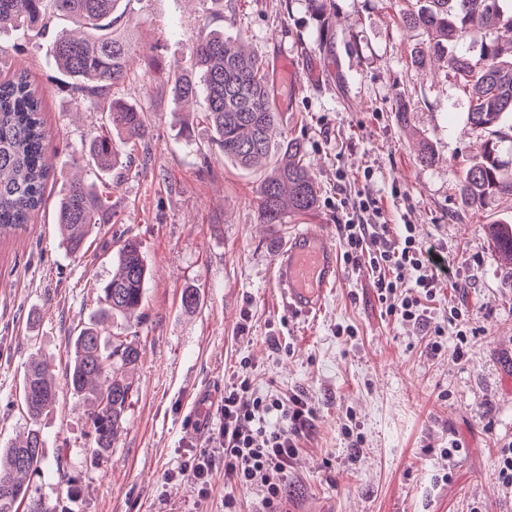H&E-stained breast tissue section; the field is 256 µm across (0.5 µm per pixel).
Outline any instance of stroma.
Returning <instances> with one entry per match:
<instances>
[{
    "label": "stroma",
    "instance_id": "obj_1",
    "mask_svg": "<svg viewBox=\"0 0 512 512\" xmlns=\"http://www.w3.org/2000/svg\"><path fill=\"white\" fill-rule=\"evenodd\" d=\"M407 0H336L335 63L306 0H129L118 24L140 50L125 101L150 135L112 171L111 223L82 258L59 246L57 201L99 129L98 115L59 87L55 29L0 30V62L27 70L44 91L56 169L42 210L26 230L0 238V446L29 427L20 388L31 356L56 375L57 402L43 416L44 463L33 479L56 512H256L259 498L212 473L206 496L181 477L189 454L210 447L224 385L246 367L254 393L304 395L316 408L298 439L282 512H512L497 457L512 445V268L498 260L489 225L512 224V194L460 205L461 174L485 136L466 120L468 101L446 62H411L421 40L399 24ZM223 30L268 62L284 135L302 138L321 189L318 206L264 223V165L243 169L210 148L206 103L182 105L167 69L189 60L200 31ZM407 117L399 119L398 104ZM435 155L424 165L417 154ZM376 199L388 224H411L436 245L451 281H440L432 315L465 307L467 358L441 353L425 329L386 315L367 268L339 265L322 309L296 318L283 304L274 260L296 227L317 224L342 245L337 199ZM140 241L150 277L135 341L134 393L111 455L95 460L89 420L65 382L73 338L100 307L120 240ZM200 291L196 309L184 288ZM352 327V337L341 335ZM361 436L351 446L344 426ZM457 442L454 459L441 448ZM77 487L67 496L66 483Z\"/></svg>",
    "mask_w": 512,
    "mask_h": 512
}]
</instances>
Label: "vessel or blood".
I'll return each mask as SVG.
<instances>
[{"mask_svg": "<svg viewBox=\"0 0 512 512\" xmlns=\"http://www.w3.org/2000/svg\"><path fill=\"white\" fill-rule=\"evenodd\" d=\"M275 282L283 302L298 315L318 311L338 279L336 247L323 232L297 229L275 263Z\"/></svg>", "mask_w": 512, "mask_h": 512, "instance_id": "b4317fda", "label": "vessel or blood"}]
</instances>
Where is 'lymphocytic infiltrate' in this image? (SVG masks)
I'll return each instance as SVG.
<instances>
[{"label": "lymphocytic infiltrate", "mask_w": 512, "mask_h": 512, "mask_svg": "<svg viewBox=\"0 0 512 512\" xmlns=\"http://www.w3.org/2000/svg\"><path fill=\"white\" fill-rule=\"evenodd\" d=\"M339 207L344 263L354 268L369 266L377 298L387 314L429 329L432 350L442 351L446 324L463 321L466 316L465 309L453 306L447 323L429 321L427 310L435 299L436 285L448 274L446 261L440 260L434 246L417 240L413 225H404L399 235H391L372 197L361 193L353 200L341 201ZM367 213L376 216L375 224L364 223ZM219 412L214 447L192 455L184 475L203 494L216 465H223L227 480L257 491L258 512H281L288 467L298 450L297 438L310 426L314 407L297 394L286 401L253 394L250 377L243 369L225 385Z\"/></svg>", "instance_id": "f902f5d3"}]
</instances>
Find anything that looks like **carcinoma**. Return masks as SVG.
Instances as JSON below:
<instances>
[{
  "label": "carcinoma",
  "instance_id": "carcinoma-1",
  "mask_svg": "<svg viewBox=\"0 0 512 512\" xmlns=\"http://www.w3.org/2000/svg\"><path fill=\"white\" fill-rule=\"evenodd\" d=\"M120 0H0V30L8 27L44 29L49 20H72L80 35L57 32L53 53L58 71L72 94L100 112V132L83 145L80 158L105 177L112 176L124 147L145 140L143 111L127 103L119 92L135 76L134 38L116 28L112 18ZM502 0H423L403 11L402 23L419 31L425 42L413 61L425 66L446 60L467 96V122L487 134L481 159L463 170L461 205L472 208L488 195L512 193V182L500 179L504 166L502 131L512 119V12ZM309 12L322 27L330 25L335 0H307ZM474 28L484 30L477 56L463 48ZM167 82L183 104L202 94L205 117L216 146L241 167L270 157L259 188L263 223L281 224L286 215L314 210L318 186L305 161L304 142L297 137L273 139L279 112L273 71L265 61L230 44L224 34L203 31L197 37L191 62L169 69ZM44 91L24 70H8L0 78V236L23 229L44 205L49 179L55 172L47 159V131L43 116ZM56 220L59 243L79 257L98 231L112 223L110 187L74 179L59 200ZM495 252L512 264V225L491 224ZM112 278L101 286L98 312L79 329L66 384L89 406L94 457L112 453L124 429L134 391L123 370L137 364L140 351L126 335L110 333L106 325L120 318L132 329L141 322L139 310L149 269L141 243L127 238L112 255ZM22 399L32 422L21 443L0 448V512H52L29 485L42 467L45 441L38 422L56 399L50 364L32 359L24 369Z\"/></svg>",
  "mask_w": 512,
  "mask_h": 512
}]
</instances>
